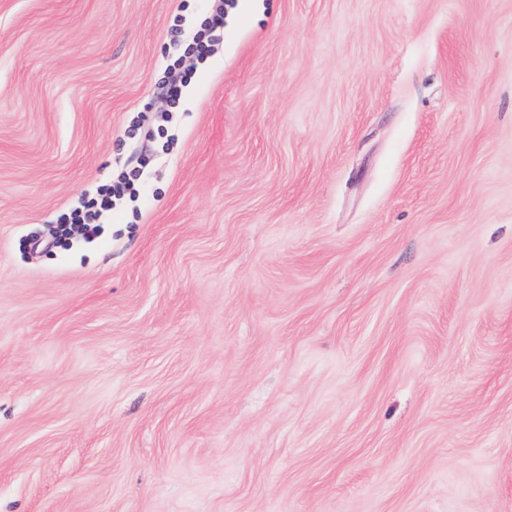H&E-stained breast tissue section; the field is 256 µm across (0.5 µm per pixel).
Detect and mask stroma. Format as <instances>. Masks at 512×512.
I'll return each instance as SVG.
<instances>
[{
	"instance_id": "obj_1",
	"label": "stroma",
	"mask_w": 512,
	"mask_h": 512,
	"mask_svg": "<svg viewBox=\"0 0 512 512\" xmlns=\"http://www.w3.org/2000/svg\"><path fill=\"white\" fill-rule=\"evenodd\" d=\"M209 6L0 0V512H512V0ZM224 33V1H214L210 11L194 33L191 42L184 50L183 56H190L196 60H203L208 49Z\"/></svg>"
}]
</instances>
